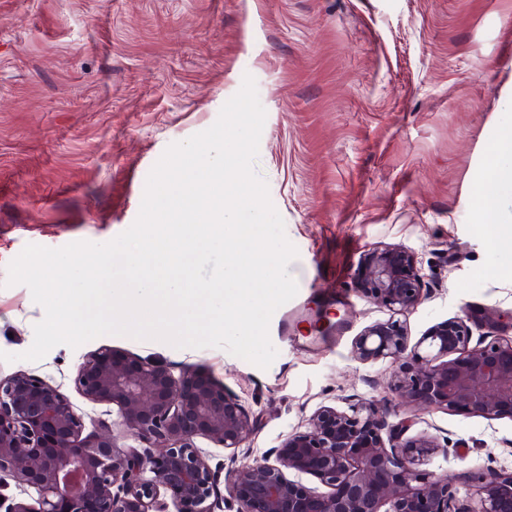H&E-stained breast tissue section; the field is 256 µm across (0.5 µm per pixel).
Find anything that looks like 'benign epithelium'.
<instances>
[{"instance_id":"1","label":"benign epithelium","mask_w":512,"mask_h":512,"mask_svg":"<svg viewBox=\"0 0 512 512\" xmlns=\"http://www.w3.org/2000/svg\"><path fill=\"white\" fill-rule=\"evenodd\" d=\"M358 281L391 315L365 326L351 355L398 364L394 399L512 419V338L472 346L459 317L411 342L397 316L416 309L424 289L418 256L406 247L369 250ZM73 383L87 401L115 406V419L88 432L58 386L26 370L0 375V483L8 477L37 493L4 512H216L222 486L233 512H512V470L452 489L448 475L421 469L440 451L438 439L422 432L403 443L384 440L393 407L373 399L345 410L321 406L262 461L239 466L254 428L250 411L198 366L176 376L161 362L99 348ZM127 435L144 447L121 444ZM198 438L224 449V475ZM304 476L325 490L305 485Z\"/></svg>"}]
</instances>
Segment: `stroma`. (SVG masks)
I'll return each mask as SVG.
<instances>
[{"label":"stroma","instance_id":"obj_1","mask_svg":"<svg viewBox=\"0 0 512 512\" xmlns=\"http://www.w3.org/2000/svg\"><path fill=\"white\" fill-rule=\"evenodd\" d=\"M251 75L266 111L255 173L298 256L296 296L273 314L267 369L221 348L103 335L22 360L44 315L6 286L25 245L105 243L137 219L166 148L211 127ZM512 135V0H0V373L59 384L87 426L112 407L79 395L84 356L107 346L195 364L249 407L239 464L323 405L390 402L391 361L354 337L389 311L357 291L362 256L413 249L427 298L411 338L468 316L473 337L512 336V243L492 247L475 187ZM444 445L427 465L464 489L512 468V419L400 406L387 422Z\"/></svg>","mask_w":512,"mask_h":512}]
</instances>
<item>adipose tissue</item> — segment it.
Returning <instances> with one entry per match:
<instances>
[{"label": "adipose tissue", "mask_w": 512, "mask_h": 512, "mask_svg": "<svg viewBox=\"0 0 512 512\" xmlns=\"http://www.w3.org/2000/svg\"><path fill=\"white\" fill-rule=\"evenodd\" d=\"M489 182L477 186L476 195L479 200V215L485 225V233L492 242L512 240V225L502 224L496 218L498 196L495 185L512 186V136L497 141L489 157Z\"/></svg>", "instance_id": "adipose-tissue-1"}]
</instances>
